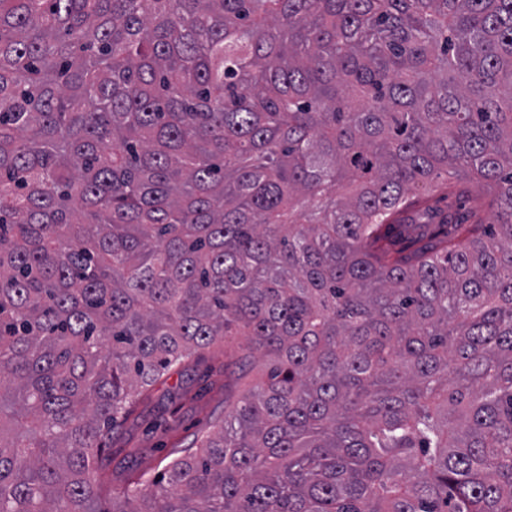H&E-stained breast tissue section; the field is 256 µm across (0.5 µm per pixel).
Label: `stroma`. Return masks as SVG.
Instances as JSON below:
<instances>
[{"mask_svg": "<svg viewBox=\"0 0 512 512\" xmlns=\"http://www.w3.org/2000/svg\"><path fill=\"white\" fill-rule=\"evenodd\" d=\"M247 340L226 337L223 347L206 349L174 366L150 387L132 415L112 434L114 473L129 467L156 471L169 457L224 418V400L236 397L266 373L265 364L242 372L235 365Z\"/></svg>", "mask_w": 512, "mask_h": 512, "instance_id": "1", "label": "stroma"}]
</instances>
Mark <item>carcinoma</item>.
I'll list each match as a JSON object with an SVG mask.
<instances>
[{"instance_id":"cac0c4a2","label":"carcinoma","mask_w":512,"mask_h":512,"mask_svg":"<svg viewBox=\"0 0 512 512\" xmlns=\"http://www.w3.org/2000/svg\"><path fill=\"white\" fill-rule=\"evenodd\" d=\"M459 178L494 221L410 197ZM0 512H512V0H0ZM246 343L245 336H227L224 347L192 356L150 387L128 420L112 432L111 468L117 481L128 467L160 470L194 438L224 420V394L234 399L267 370L264 362L251 371L238 370L234 363Z\"/></svg>"}]
</instances>
